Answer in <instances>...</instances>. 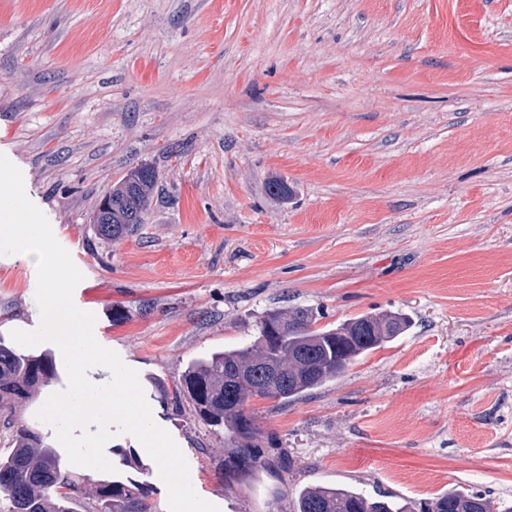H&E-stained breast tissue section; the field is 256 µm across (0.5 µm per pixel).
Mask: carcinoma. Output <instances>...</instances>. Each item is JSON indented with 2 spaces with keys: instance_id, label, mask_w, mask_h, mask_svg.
Listing matches in <instances>:
<instances>
[{
  "instance_id": "1",
  "label": "carcinoma",
  "mask_w": 512,
  "mask_h": 512,
  "mask_svg": "<svg viewBox=\"0 0 512 512\" xmlns=\"http://www.w3.org/2000/svg\"><path fill=\"white\" fill-rule=\"evenodd\" d=\"M156 181L148 165L132 169L99 203L95 223L104 238L122 237L144 223ZM320 314L310 306L272 308L259 336L233 349L212 351L189 362L178 392L192 414L224 432V485L234 488L255 470L293 469L284 453L262 446V431L247 412L253 398L291 402L343 376L358 357L384 347L412 327L399 312L367 313L334 328L315 327ZM56 376L52 354H33L0 338V414L8 451L0 452V501L4 512H72L87 497L84 480L51 444L39 425L15 421L16 406L34 399ZM147 484L118 477L95 486L96 512H151ZM293 512H496L491 502L455 488L414 504L406 499L347 487L306 486Z\"/></svg>"
}]
</instances>
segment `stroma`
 Wrapping results in <instances>:
<instances>
[{
	"label": "stroma",
	"mask_w": 512,
	"mask_h": 512,
	"mask_svg": "<svg viewBox=\"0 0 512 512\" xmlns=\"http://www.w3.org/2000/svg\"><path fill=\"white\" fill-rule=\"evenodd\" d=\"M0 154L220 512H292L313 484L512 505V0H0ZM141 164L144 224L101 237ZM36 285L0 255V336L39 327ZM298 305L413 326L310 395L251 399L294 468L225 489L223 435L174 389ZM104 454L168 512L133 437ZM155 181V170L148 165H139L116 188L105 194L95 219L98 234L104 238H118L143 224ZM105 197L110 202L107 207L103 203Z\"/></svg>",
	"instance_id": "obj_1"
}]
</instances>
